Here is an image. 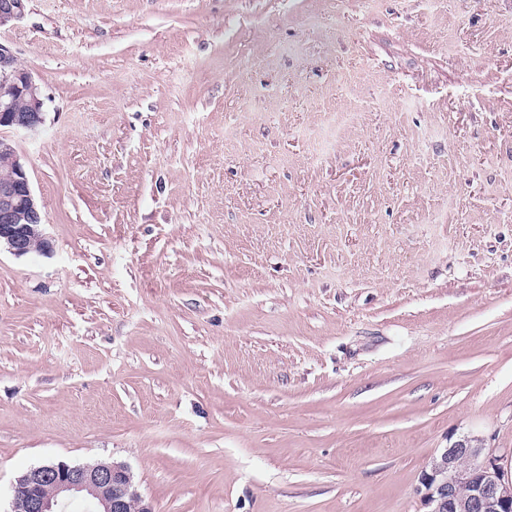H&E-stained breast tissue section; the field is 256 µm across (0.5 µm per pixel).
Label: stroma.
I'll use <instances>...</instances> for the list:
<instances>
[{
    "mask_svg": "<svg viewBox=\"0 0 512 512\" xmlns=\"http://www.w3.org/2000/svg\"><path fill=\"white\" fill-rule=\"evenodd\" d=\"M52 250L0 252V512L49 460L155 512H424L512 477V0H27ZM478 439H463L432 458L417 491L425 512H512V480Z\"/></svg>",
    "mask_w": 512,
    "mask_h": 512,
    "instance_id": "35a3bbf8",
    "label": "stroma"
}]
</instances>
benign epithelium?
<instances>
[{"label": "benign epithelium", "instance_id": "benign-epithelium-1", "mask_svg": "<svg viewBox=\"0 0 512 512\" xmlns=\"http://www.w3.org/2000/svg\"><path fill=\"white\" fill-rule=\"evenodd\" d=\"M25 0H0V28L24 14ZM44 102L33 74L18 66L0 42V128L37 132ZM0 247L16 257L45 253L41 207L32 191L25 162L16 148L0 139ZM426 512H512V480L496 456L477 439H463L432 458L418 487ZM73 496L92 500L96 512H153L134 488L129 468L118 462L71 464L50 460L17 477L13 506L18 512H56Z\"/></svg>", "mask_w": 512, "mask_h": 512}]
</instances>
